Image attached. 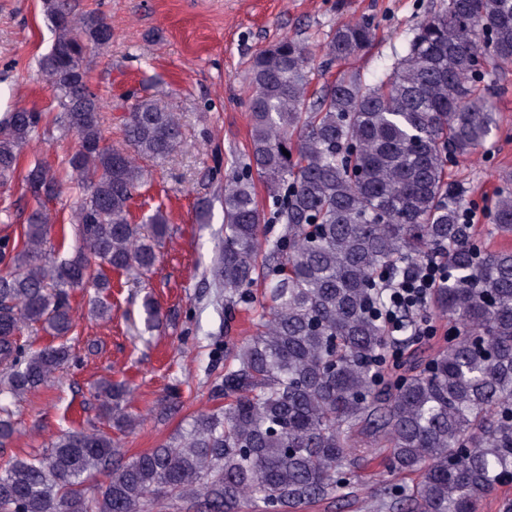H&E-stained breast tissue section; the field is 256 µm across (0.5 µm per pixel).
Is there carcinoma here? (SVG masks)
Instances as JSON below:
<instances>
[{"label": "carcinoma", "instance_id": "carcinoma-1", "mask_svg": "<svg viewBox=\"0 0 512 512\" xmlns=\"http://www.w3.org/2000/svg\"><path fill=\"white\" fill-rule=\"evenodd\" d=\"M53 40L39 75L55 105L0 119V185L24 171L33 209L15 236L0 237V447L17 433L13 406L52 386L76 362L71 348L33 350L27 327L56 338L76 326L71 291L91 289L89 314L112 312L105 269L146 275L169 233L162 209L131 220L144 172L130 156L159 160L183 141L182 124L157 98L122 117L125 146L106 142L103 98L87 58L110 45L101 15L68 0H42ZM375 35L374 23L341 22L323 46L345 60ZM310 51L285 36L256 53L247 80L251 135L244 160L224 175V237L211 275L228 310L245 306L254 334L224 350L212 382L217 405L177 438L128 457L109 433L59 432L36 454L0 466V512H300L348 500L365 437L385 451L386 470L417 474L411 489L382 490L378 512H476L512 483V250L488 253L463 218L464 189L452 160L498 134L494 103L480 86L489 66L512 62V0H448L415 29L406 54L376 83L346 73L309 96ZM74 137L63 171L24 147L44 126ZM79 189L69 230L74 252L52 257L44 201ZM262 186L269 210L260 208ZM492 231L512 234V190L490 205ZM277 224L274 235L266 225ZM61 228V233H66ZM438 249L448 281L432 309L454 339L420 368L376 383L388 336L379 280L401 282ZM263 284V300L253 287ZM150 330L164 314L147 295ZM128 384L104 378L91 397L109 428L139 422Z\"/></svg>", "mask_w": 512, "mask_h": 512}]
</instances>
